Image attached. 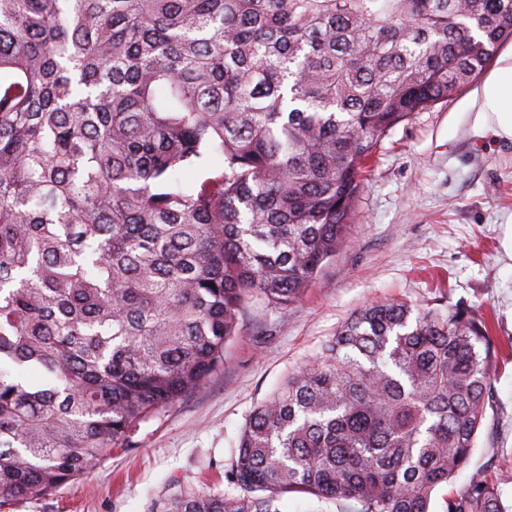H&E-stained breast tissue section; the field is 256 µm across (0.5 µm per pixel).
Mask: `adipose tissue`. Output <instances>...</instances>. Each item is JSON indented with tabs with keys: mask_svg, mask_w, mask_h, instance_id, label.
Listing matches in <instances>:
<instances>
[{
	"mask_svg": "<svg viewBox=\"0 0 512 512\" xmlns=\"http://www.w3.org/2000/svg\"><path fill=\"white\" fill-rule=\"evenodd\" d=\"M480 126H494L497 135L512 139V58L501 59L467 104Z\"/></svg>",
	"mask_w": 512,
	"mask_h": 512,
	"instance_id": "adipose-tissue-1",
	"label": "adipose tissue"
}]
</instances>
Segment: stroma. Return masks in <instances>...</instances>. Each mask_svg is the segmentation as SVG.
Returning a JSON list of instances; mask_svg holds the SVG:
<instances>
[{
	"label": "stroma",
	"instance_id": "stroma-1",
	"mask_svg": "<svg viewBox=\"0 0 512 512\" xmlns=\"http://www.w3.org/2000/svg\"><path fill=\"white\" fill-rule=\"evenodd\" d=\"M463 88L410 114L378 142L354 203L350 242L298 303L250 295L224 360L203 389L141 423L135 449L108 452L55 494L11 512H155L183 488L235 493L229 465L254 408L308 364L344 321L375 302L461 304L495 346L493 396L467 470L433 493L444 512L472 471L496 482L512 512V139L479 127Z\"/></svg>",
	"mask_w": 512,
	"mask_h": 512
}]
</instances>
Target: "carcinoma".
<instances>
[{
	"instance_id": "1",
	"label": "carcinoma",
	"mask_w": 512,
	"mask_h": 512,
	"mask_svg": "<svg viewBox=\"0 0 512 512\" xmlns=\"http://www.w3.org/2000/svg\"><path fill=\"white\" fill-rule=\"evenodd\" d=\"M511 40L512 0H0V509L133 448L250 293L299 301L381 137ZM493 372L468 308L366 305L253 410L241 493L158 512H430ZM444 512L506 508L474 472ZM281 512H341L339 505L332 500L318 499L303 493H287L279 501Z\"/></svg>"
}]
</instances>
